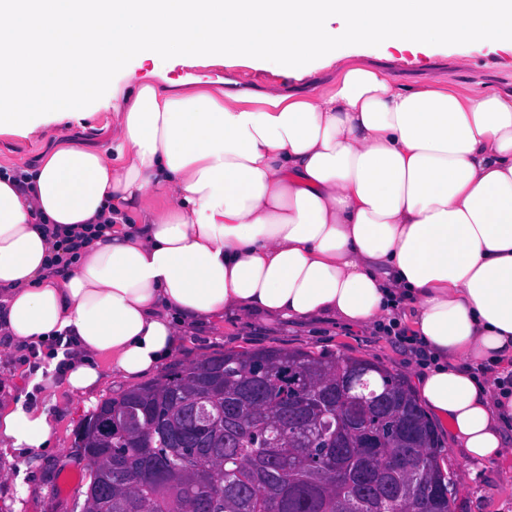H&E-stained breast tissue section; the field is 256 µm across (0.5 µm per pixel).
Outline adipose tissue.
Instances as JSON below:
<instances>
[{"label":"adipose tissue","instance_id":"1","mask_svg":"<svg viewBox=\"0 0 512 512\" xmlns=\"http://www.w3.org/2000/svg\"><path fill=\"white\" fill-rule=\"evenodd\" d=\"M512 45V0H0V133L117 117L110 152L49 141L0 177V338L76 350L74 396L154 371L198 324L400 313L435 359L419 392L470 463L512 437V90L405 88L353 66L323 90L183 81L127 90L157 52L300 77L352 46ZM111 219L49 267L44 225ZM47 408L0 403V450L49 445Z\"/></svg>","mask_w":512,"mask_h":512}]
</instances>
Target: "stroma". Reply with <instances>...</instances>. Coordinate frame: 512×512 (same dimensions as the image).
I'll return each instance as SVG.
<instances>
[{"instance_id":"35a3bbf8","label":"stroma","mask_w":512,"mask_h":512,"mask_svg":"<svg viewBox=\"0 0 512 512\" xmlns=\"http://www.w3.org/2000/svg\"><path fill=\"white\" fill-rule=\"evenodd\" d=\"M350 62L388 70L400 83L410 86L439 79L463 91L480 85L512 88V47L486 43L382 46L373 50L357 46L350 59L316 68L299 80L260 69L253 62L189 67L174 58H141L114 69L112 82L132 87L164 80L180 82L194 76L204 81L234 78L255 91L284 85L308 90L321 87ZM61 133L85 146L107 147L112 138V115L91 112L66 130L49 124L25 136L1 133L0 166L24 168L35 163L44 145ZM264 347L300 348L317 354L340 353L368 359L399 373L411 386L421 373L408 351L378 334L371 325L351 328L331 316L306 322L228 317L223 323L195 328L149 378L158 380L173 367L224 352ZM22 353L20 347L0 344V400L23 397L27 402L49 407L57 416V424L49 448L39 451L26 469H19L17 462L7 460L0 452V512H73L75 503L84 502L91 480L87 463L75 445L76 433L101 402L134 388L135 383L110 376L96 391L74 398L56 371L46 367L31 370L23 362ZM436 433L442 446L439 463L450 478L453 512H512V458L474 467L466 462L463 449L447 429L437 427ZM65 470L74 472L76 478L62 493L58 478Z\"/></svg>"}]
</instances>
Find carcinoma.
I'll return each instance as SVG.
<instances>
[{"mask_svg": "<svg viewBox=\"0 0 512 512\" xmlns=\"http://www.w3.org/2000/svg\"><path fill=\"white\" fill-rule=\"evenodd\" d=\"M361 370L368 389L342 397ZM385 393L411 421L375 455L357 446L356 395ZM115 420L100 431L105 416ZM78 447L97 457L82 512H452L436 430L405 379L372 361L303 349L226 352L103 401ZM398 454L408 468L383 483ZM112 484V499L98 494Z\"/></svg>", "mask_w": 512, "mask_h": 512, "instance_id": "obj_1", "label": "carcinoma"}]
</instances>
